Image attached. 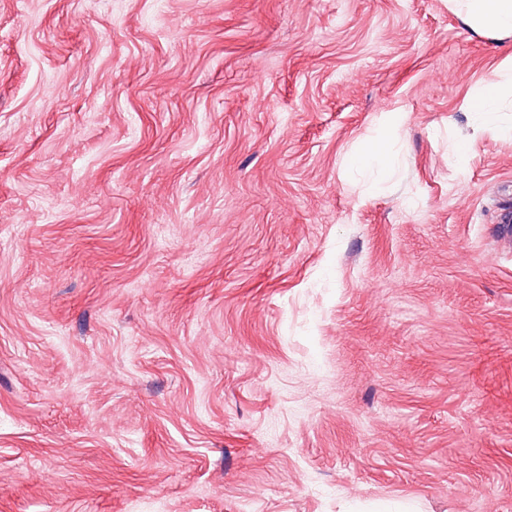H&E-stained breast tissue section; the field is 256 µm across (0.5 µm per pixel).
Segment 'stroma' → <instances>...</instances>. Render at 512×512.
I'll list each match as a JSON object with an SVG mask.
<instances>
[{
  "label": "stroma",
  "instance_id": "35a3bbf8",
  "mask_svg": "<svg viewBox=\"0 0 512 512\" xmlns=\"http://www.w3.org/2000/svg\"><path fill=\"white\" fill-rule=\"evenodd\" d=\"M510 69L448 0H0V512H512ZM512 91V75H502L497 79L487 80L470 96L469 107L473 112L483 113L488 119L498 112L499 101L508 95L509 86Z\"/></svg>",
  "mask_w": 512,
  "mask_h": 512
}]
</instances>
